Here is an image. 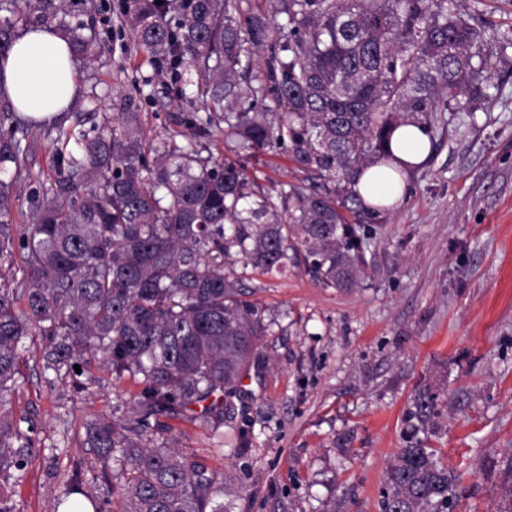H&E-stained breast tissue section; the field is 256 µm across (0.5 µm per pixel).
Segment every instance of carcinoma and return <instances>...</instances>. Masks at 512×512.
Instances as JSON below:
<instances>
[{"instance_id":"cac0c4a2","label":"carcinoma","mask_w":512,"mask_h":512,"mask_svg":"<svg viewBox=\"0 0 512 512\" xmlns=\"http://www.w3.org/2000/svg\"><path fill=\"white\" fill-rule=\"evenodd\" d=\"M273 2L269 15L251 0H123L125 24L170 73V92L182 97L197 77L205 116L188 121L185 145L148 137L130 104L91 135L57 128L49 183L32 192L23 224L14 200L29 172L25 127L37 122L0 100V474L24 470L33 448L9 409L24 338L40 337L45 369L79 388L74 366L98 360L115 383L140 385L132 416L99 418L86 433L107 496L92 497L77 466L58 498L65 510L86 501L93 512H224V478L162 441L160 418L199 405L195 418L224 444V407L269 328L246 270L281 273L302 246L318 282L354 286L364 238L387 220L354 190L360 170L393 158L397 127L429 135L442 113L489 98L477 31L457 0ZM95 25L88 0H0V56L18 27H34L90 63ZM267 46L261 77L254 58ZM221 127L250 153L288 147L317 182L270 190L241 161L202 156L201 140ZM17 256L24 277L13 287L4 267ZM413 407L427 424L437 395L423 390ZM454 481L435 449L402 448L383 512H445Z\"/></svg>"}]
</instances>
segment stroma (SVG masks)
Listing matches in <instances>:
<instances>
[{
  "label": "stroma",
  "instance_id": "obj_1",
  "mask_svg": "<svg viewBox=\"0 0 512 512\" xmlns=\"http://www.w3.org/2000/svg\"><path fill=\"white\" fill-rule=\"evenodd\" d=\"M95 2L96 60L78 67L72 111L30 132L22 210L34 174L50 170L57 127L90 131L129 102L148 135L176 137L204 114L195 89L171 100L170 76L135 44L121 0ZM462 10L478 17L492 97L478 112L446 113L404 201L366 239L358 286L318 283L301 255L284 274L245 281L272 322L224 415L225 432L250 433L248 448L219 446L190 416L167 421L169 443L223 473L224 512H383L387 469L410 441L460 474L450 512H499L512 473V52L498 55L493 35L512 29V0H464ZM246 168L266 187L303 178L284 148ZM20 354L13 414L33 423L35 447L24 471L0 477V493L14 512H54L74 462L101 469L88 425L116 406L131 415L136 387L99 365L85 389L51 377L36 340ZM425 389L438 393L439 414L423 425L411 412Z\"/></svg>",
  "mask_w": 512,
  "mask_h": 512
}]
</instances>
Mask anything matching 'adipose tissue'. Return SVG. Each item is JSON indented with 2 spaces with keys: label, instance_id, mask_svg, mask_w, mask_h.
Returning a JSON list of instances; mask_svg holds the SVG:
<instances>
[{
  "label": "adipose tissue",
  "instance_id": "1",
  "mask_svg": "<svg viewBox=\"0 0 512 512\" xmlns=\"http://www.w3.org/2000/svg\"><path fill=\"white\" fill-rule=\"evenodd\" d=\"M67 40L45 31H23L0 57V94L16 111L37 121L54 122L78 99L81 89ZM392 159L362 169L355 189L365 205L393 209L404 199L407 168L424 163L429 139L404 125L392 136Z\"/></svg>",
  "mask_w": 512,
  "mask_h": 512
}]
</instances>
